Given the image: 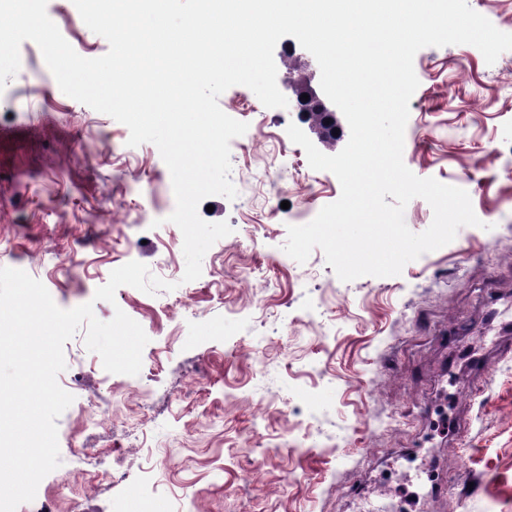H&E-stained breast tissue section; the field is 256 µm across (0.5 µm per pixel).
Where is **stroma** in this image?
<instances>
[{"label": "stroma", "mask_w": 512, "mask_h": 512, "mask_svg": "<svg viewBox=\"0 0 512 512\" xmlns=\"http://www.w3.org/2000/svg\"><path fill=\"white\" fill-rule=\"evenodd\" d=\"M47 12L74 50L107 40L72 0ZM0 91V267L32 272L57 306L122 309L149 338L138 375L111 374L84 332L64 346L61 467L40 483L57 512H512V51L487 64L468 44L414 58L403 160L467 191L480 226L400 275L338 279L321 249L283 250L289 220L341 195L237 85L221 109L247 123L231 149L235 199L202 275L183 282L171 175L151 143L65 95L34 42ZM138 261L174 283L119 287ZM95 454L93 473L65 464ZM137 480L108 487L116 455Z\"/></svg>", "instance_id": "obj_1"}]
</instances>
